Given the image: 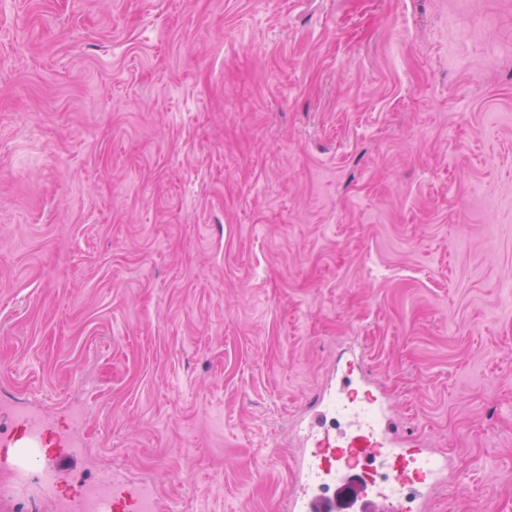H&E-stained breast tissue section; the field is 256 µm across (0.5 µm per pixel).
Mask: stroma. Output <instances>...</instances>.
<instances>
[{"label":"stroma","mask_w":512,"mask_h":512,"mask_svg":"<svg viewBox=\"0 0 512 512\" xmlns=\"http://www.w3.org/2000/svg\"><path fill=\"white\" fill-rule=\"evenodd\" d=\"M512 0H0V404L85 478L286 512L362 356L512 512Z\"/></svg>","instance_id":"1"}]
</instances>
